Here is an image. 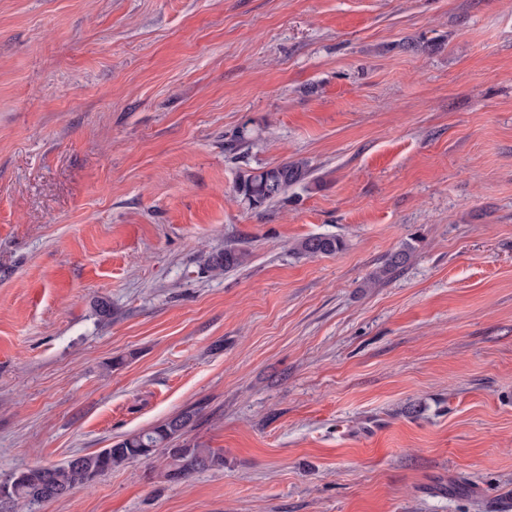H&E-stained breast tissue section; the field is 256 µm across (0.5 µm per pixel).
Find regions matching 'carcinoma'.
I'll return each mask as SVG.
<instances>
[{"instance_id": "cac0c4a2", "label": "carcinoma", "mask_w": 512, "mask_h": 512, "mask_svg": "<svg viewBox=\"0 0 512 512\" xmlns=\"http://www.w3.org/2000/svg\"><path fill=\"white\" fill-rule=\"evenodd\" d=\"M253 144L252 129L240 126L232 135L231 145L247 150ZM312 170L303 160L283 161L273 166L244 171L234 192L250 210H260L287 197L288 191L310 182ZM345 243L333 235H309L293 245L295 254L305 257L333 255L343 250ZM410 249H399L376 270V281L390 271L402 267L410 258ZM249 257L246 249L227 246L221 252L208 255L205 265L211 272L223 273L243 266ZM200 415V408L188 407L156 424L152 428L128 435L109 448L95 453L75 454L59 465L37 466L20 471L0 482V497L6 507L24 502L30 508L46 501L59 499L89 489L95 479L127 461L163 459V476L179 482L192 475L224 465V457L201 444L185 439Z\"/></svg>"}]
</instances>
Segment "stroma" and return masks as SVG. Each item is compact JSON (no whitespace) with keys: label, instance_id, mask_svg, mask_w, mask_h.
<instances>
[{"label":"stroma","instance_id":"obj_1","mask_svg":"<svg viewBox=\"0 0 512 512\" xmlns=\"http://www.w3.org/2000/svg\"><path fill=\"white\" fill-rule=\"evenodd\" d=\"M193 405L37 512L512 505V0H0V481ZM311 175L307 162L287 160L244 171L234 186V192L247 209L260 210L287 198L292 188L308 185ZM345 246L344 241L333 235H309L297 240L292 250L295 254L305 257L333 255ZM249 255L246 249L226 246L224 251L209 254L205 259V265L210 272L223 273L243 266ZM199 407H188L152 428L117 440L95 453L75 454L59 465L37 466L0 482V500L6 509L18 502L33 507L89 489L95 479L127 461L163 458V476L179 482L224 464V457L198 442L183 437L194 427ZM182 439V440H181ZM10 511V512H12Z\"/></svg>","mask_w":512,"mask_h":512}]
</instances>
